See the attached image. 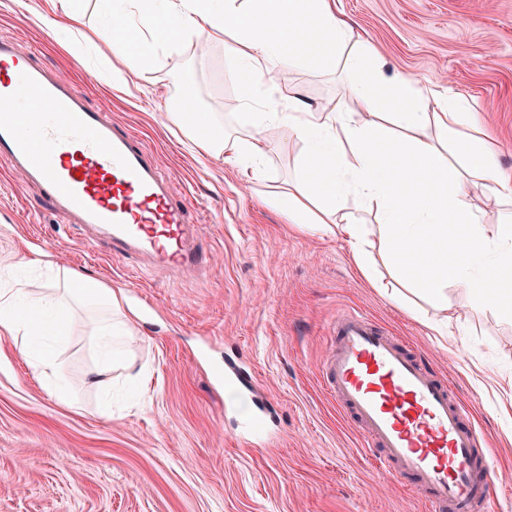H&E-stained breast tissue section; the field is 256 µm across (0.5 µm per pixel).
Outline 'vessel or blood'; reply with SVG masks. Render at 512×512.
I'll list each match as a JSON object with an SVG mask.
<instances>
[{
	"label": "vessel or blood",
	"mask_w": 512,
	"mask_h": 512,
	"mask_svg": "<svg viewBox=\"0 0 512 512\" xmlns=\"http://www.w3.org/2000/svg\"><path fill=\"white\" fill-rule=\"evenodd\" d=\"M0 103V160L64 221L101 228L114 252L140 250L162 268L203 262L185 195L153 150L4 36ZM332 341L322 385L367 445L379 449L389 474L422 493L432 512H494L488 440L447 379L407 339L360 312L337 316ZM215 381L253 396V411L237 420L242 441L255 445L270 407L255 396L254 374L228 360Z\"/></svg>",
	"instance_id": "1"
}]
</instances>
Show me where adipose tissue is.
Listing matches in <instances>:
<instances>
[{"mask_svg": "<svg viewBox=\"0 0 512 512\" xmlns=\"http://www.w3.org/2000/svg\"><path fill=\"white\" fill-rule=\"evenodd\" d=\"M122 2L121 22L106 31L116 73L137 72L157 49L176 51L187 36L205 45L233 37L228 61L245 106L237 115L238 132L225 133L195 111L173 113L172 120L194 148L249 167L258 180L269 133L288 127L305 152L295 180L267 192L265 201L289 223L348 237L362 268L366 230L345 215V202L352 197L376 205L387 265L402 284L443 310L450 286L483 295L489 271L512 269V213L491 225L480 205L488 195L512 204V178L500 169L496 145L471 124L467 103L450 91L379 70L360 76L374 54L336 0H224L220 10L213 0ZM344 57L353 109L330 112L299 91L280 97V68L332 70ZM62 277L66 288L60 294L1 288L0 333L24 351L33 337H43L48 348L31 354L30 364L62 395L56 346L69 331L71 304L99 309L92 329L99 357L90 377L108 388L131 334L121 300L101 284L77 288L75 272Z\"/></svg>", "mask_w": 512, "mask_h": 512, "instance_id": "ef3b65f1", "label": "adipose tissue"}]
</instances>
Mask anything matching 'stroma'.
<instances>
[{
	"instance_id": "1",
	"label": "stroma",
	"mask_w": 512,
	"mask_h": 512,
	"mask_svg": "<svg viewBox=\"0 0 512 512\" xmlns=\"http://www.w3.org/2000/svg\"><path fill=\"white\" fill-rule=\"evenodd\" d=\"M43 0H0V36L72 81L90 108L154 149L192 206L206 267L173 272L144 255L83 246L91 228L66 224L38 189L0 161V282L13 275L47 291L44 259L83 281L123 293L137 318L129 356L142 379L112 373V414L84 382L95 364L91 321L77 310L57 352L69 401L34 375L29 358L0 336V512H429L421 495L388 475L318 383L328 326L354 310L406 337L445 373L489 439L500 486L496 512H512V319L448 289V308L424 299L400 306L382 261L378 212L347 200L370 234L364 276L347 238L297 230L262 200L296 175L300 144L274 132L264 182L235 163L190 151L171 114L184 103L232 127L240 91L215 42L179 53L113 88L106 44L61 47L35 25ZM385 70L450 89L497 141L512 176V0H340ZM282 95L302 89L327 109L352 108L339 71L283 68ZM233 353L272 401L271 446L243 447L212 379Z\"/></svg>"
}]
</instances>
